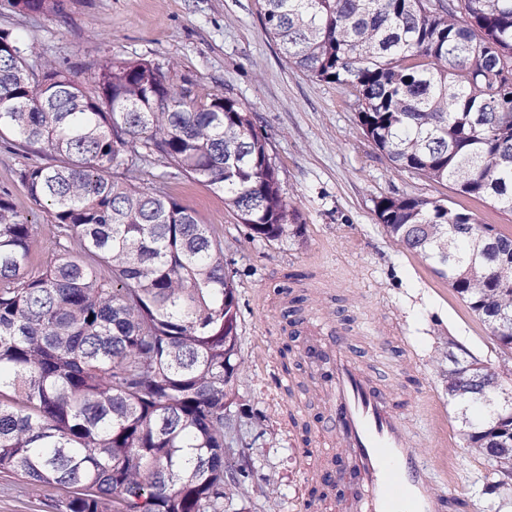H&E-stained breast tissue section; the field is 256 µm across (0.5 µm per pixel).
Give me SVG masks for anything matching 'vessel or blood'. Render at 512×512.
<instances>
[{"label": "vessel or blood", "instance_id": "b4317fda", "mask_svg": "<svg viewBox=\"0 0 512 512\" xmlns=\"http://www.w3.org/2000/svg\"><path fill=\"white\" fill-rule=\"evenodd\" d=\"M296 328L305 335L298 354L324 400L313 451L345 448L356 484L346 512H456L455 499L436 487L422 460L393 386L348 354L344 324L302 320Z\"/></svg>", "mask_w": 512, "mask_h": 512}]
</instances>
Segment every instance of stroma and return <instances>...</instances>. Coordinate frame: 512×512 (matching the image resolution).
Returning a JSON list of instances; mask_svg holds the SVG:
<instances>
[{
    "label": "stroma",
    "instance_id": "stroma-1",
    "mask_svg": "<svg viewBox=\"0 0 512 512\" xmlns=\"http://www.w3.org/2000/svg\"><path fill=\"white\" fill-rule=\"evenodd\" d=\"M18 34L33 57L55 62L88 82L91 65L112 57L173 64L179 74L248 109L279 170L285 199L302 233L275 241L250 238L223 195L188 177L143 176L144 188H163L195 212L200 223L224 232V258L233 269L239 305L241 366L225 401L238 417L246 477L224 501V512H300L307 469L320 457L301 452L317 429L319 397L285 332L282 294L300 298L303 314L350 325L355 348L370 373H381L407 393L403 408L427 459L448 464L443 489L460 512H512V497L484 493L488 469L463 440L460 407L448 396L447 364L457 341L497 366L492 332L454 292L433 264L399 244L380 224L375 202L413 195L451 201L512 233V211L491 207L450 187L395 170L368 141L352 102L335 85L289 64L265 34L257 0H61L56 12L23 14L0 0V29ZM24 153L0 141V189L38 228L34 264L53 257L54 226L20 180ZM334 278L333 299L308 293L317 272ZM268 308H259L257 295ZM428 395L443 420L434 434L419 399ZM67 491H34L19 477L0 474V512H62Z\"/></svg>",
    "mask_w": 512,
    "mask_h": 512
}]
</instances>
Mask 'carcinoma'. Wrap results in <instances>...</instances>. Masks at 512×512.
Segmentation results:
<instances>
[{
  "label": "carcinoma",
  "mask_w": 512,
  "mask_h": 512,
  "mask_svg": "<svg viewBox=\"0 0 512 512\" xmlns=\"http://www.w3.org/2000/svg\"><path fill=\"white\" fill-rule=\"evenodd\" d=\"M258 2L287 61L334 77L396 169L512 210V0ZM8 136L36 157L21 180L54 222L55 256L31 267L35 225L1 190L0 473L70 490L63 512H224L240 476L224 414L239 313L224 235L138 173L157 163L204 183L253 238L301 234L251 113L145 59L112 58L83 86L0 29ZM375 212L494 329L498 367L457 347L448 397L483 408L463 439L492 467L485 494L502 497L512 412L491 391L512 383V235L443 200L384 196Z\"/></svg>",
  "instance_id": "1"
}]
</instances>
